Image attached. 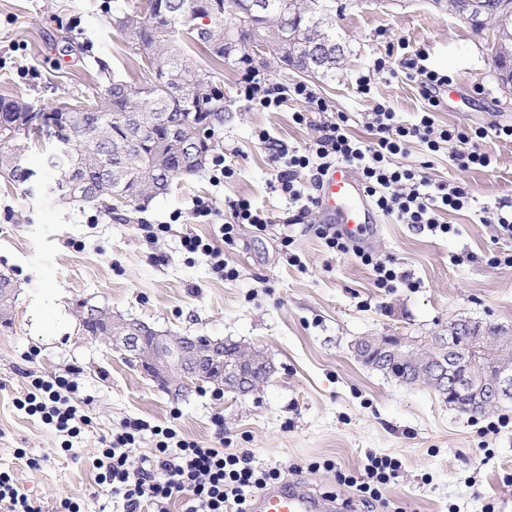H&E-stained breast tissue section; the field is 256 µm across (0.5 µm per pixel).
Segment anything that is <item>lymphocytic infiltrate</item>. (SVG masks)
I'll list each match as a JSON object with an SVG mask.
<instances>
[{"label": "lymphocytic infiltrate", "mask_w": 512, "mask_h": 512, "mask_svg": "<svg viewBox=\"0 0 512 512\" xmlns=\"http://www.w3.org/2000/svg\"><path fill=\"white\" fill-rule=\"evenodd\" d=\"M426 59V51L419 49L408 62L409 70L421 78L420 93L427 102L415 123L398 122L395 111L380 103L367 123L368 138L353 136L346 116L340 113L321 126L313 147L306 152L272 151L271 157L279 165L277 183L295 210L293 223H302L318 205L317 197L302 189L299 173L306 170L317 179L333 166L347 165L359 171L362 186L378 210L395 216L400 223L423 227L436 234L454 233V225L440 222L439 214L469 206L474 199L469 185L462 181L433 185L421 169L395 165V156L414 140L425 145L431 154L458 142L465 149L451 152L450 161L463 170H489L495 159L484 148V140L490 137L512 140V126L489 130L436 125L434 112L440 105L437 92L451 84L452 79L428 68ZM242 93L260 110L279 109L289 98L304 102V109L293 114L294 122L299 125L309 123L311 113L329 109L326 100L317 97L306 84L299 82L281 90L251 65L243 68ZM312 230L328 249L354 253L362 265L370 267L377 287L386 288L398 280L399 274L391 261L355 245L338 225L316 224ZM27 383L25 393L16 400L19 409L40 416L64 437L77 436L91 425V417L70 403L71 396L79 390L75 372L49 376L31 372ZM147 431L153 436L154 446L149 456L135 459L130 450ZM92 466L97 471L98 483L109 486L113 496L121 500L122 512H168L169 503L177 499L183 500L184 512H246L251 498L279 477L277 469L255 465L250 452L209 448L184 438L175 426H153L139 418L123 419L104 438ZM398 469L396 458L369 457L360 482L365 502L381 500L385 486Z\"/></svg>", "instance_id": "f902f5d3"}]
</instances>
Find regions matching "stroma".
Segmentation results:
<instances>
[{
	"label": "stroma",
	"instance_id": "obj_1",
	"mask_svg": "<svg viewBox=\"0 0 512 512\" xmlns=\"http://www.w3.org/2000/svg\"><path fill=\"white\" fill-rule=\"evenodd\" d=\"M132 2L0 0V97L20 90L50 109L113 77L151 82L152 73L139 68L110 24L111 12ZM332 29L345 47L336 70L309 79L274 63L261 64V71L284 89L307 82L363 137L375 103L391 106L405 124L423 111L417 82L403 74L407 50L423 47L428 66L453 77L438 94V124L512 125V88L492 62V31H474L432 0H349ZM384 55L392 72L373 73ZM365 73L372 76L366 97L356 91ZM240 78L238 70L224 72L229 110L219 153L235 171L231 182L218 179L210 164L142 209L119 204L107 213L0 177V272L17 285L13 323L0 326V471L43 512H54L63 497L79 502L82 512H119V499L95 483L92 462L123 419L142 418L175 423L208 446L250 451L259 465L333 497L348 512L363 508L353 477L368 456L380 454L401 466L373 512H512V402L485 415L464 414L429 387L401 384L354 353L366 336L395 334L411 342L447 333L461 318L512 326V267L491 262L512 254V238L498 235L493 222L499 203L512 202V142L489 141L497 162L488 171L459 170L447 153L430 156L419 142L408 144L401 164L429 162L431 179L468 183L475 202L444 214L457 228L448 237L376 214L364 242L402 274L392 287L379 288L353 254L327 251L306 232V224L323 223L320 210L305 224L289 223L288 198L274 189L276 171L257 138L264 130L288 149H306L332 112L295 125L300 102L287 100L276 112L255 109L241 93ZM228 196L263 211L265 230L245 224L234 241L224 242ZM200 199L209 203V216H197ZM145 224L170 230L150 243ZM187 233L218 245L238 278L224 280L209 257L186 252L181 239ZM287 235L301 266L289 265L280 249ZM84 301L169 336L237 343L261 352L275 371L247 394L225 390L216 398L210 384L166 392L137 362L81 332ZM70 368L79 371L80 397L91 401L93 426L65 450L59 434L18 410L15 400L27 386L23 370L51 375ZM503 418L508 426L495 429ZM20 448L38 467L17 458ZM327 459L334 469L321 468Z\"/></svg>",
	"mask_w": 512,
	"mask_h": 512
}]
</instances>
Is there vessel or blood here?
<instances>
[{"mask_svg":"<svg viewBox=\"0 0 512 512\" xmlns=\"http://www.w3.org/2000/svg\"><path fill=\"white\" fill-rule=\"evenodd\" d=\"M321 211L331 224L359 237L374 221V211L362 185L344 165L332 167L318 183ZM333 499L301 486H271L259 493L248 512H335Z\"/></svg>","mask_w":512,"mask_h":512,"instance_id":"obj_1","label":"vessel or blood"}]
</instances>
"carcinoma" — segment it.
<instances>
[{"instance_id": "carcinoma-1", "label": "carcinoma", "mask_w": 512, "mask_h": 512, "mask_svg": "<svg viewBox=\"0 0 512 512\" xmlns=\"http://www.w3.org/2000/svg\"><path fill=\"white\" fill-rule=\"evenodd\" d=\"M469 14L473 26L488 23L495 31L494 60L501 80L512 84V0H476ZM343 9L336 0H136L128 11L112 15V30L129 47L154 81L136 85L112 79L103 89L80 96L44 113L53 125L58 153L45 160L52 180L73 172L90 190L81 201L112 211L117 201L135 208L160 196L157 183L172 186L199 172L219 149L216 131L224 126V68L243 60L272 57L284 68L324 74L339 64L344 50L325 57L315 50L330 36L329 19ZM211 20L210 33L187 31L188 15ZM208 57L213 71L203 72L195 53ZM185 77L186 91L170 95L161 72ZM35 108L23 94L0 97V172L14 185L26 182L22 162L27 140L40 133ZM155 121L151 137L135 140L133 114ZM121 145L132 147L124 155ZM14 287L0 273V323L11 321ZM104 317L81 323L86 336L106 330Z\"/></svg>"}]
</instances>
